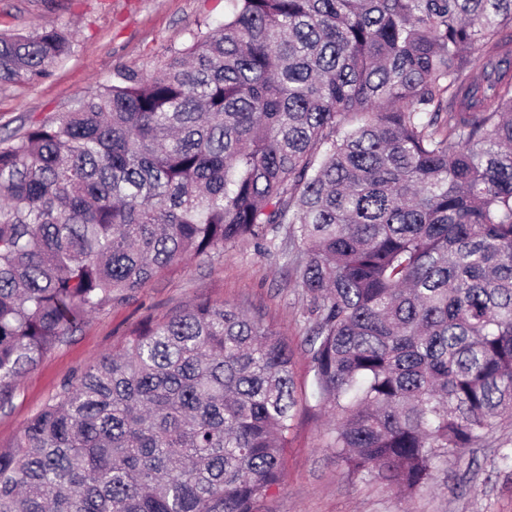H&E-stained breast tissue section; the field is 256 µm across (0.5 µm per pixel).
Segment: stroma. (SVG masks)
I'll list each match as a JSON object with an SVG mask.
<instances>
[{
	"mask_svg": "<svg viewBox=\"0 0 512 512\" xmlns=\"http://www.w3.org/2000/svg\"><path fill=\"white\" fill-rule=\"evenodd\" d=\"M227 8V0H0V31L65 26L76 38L72 54L45 77L0 85V136L70 109L115 69L152 71L170 51L188 45L197 26L223 23ZM294 251L285 240L269 253L251 241L229 244L221 254L163 271L129 301L91 313L19 379L11 403L0 409V446L12 444L68 380L111 353L139 322L163 319L206 298L262 315L294 352L298 404L285 476L258 512H512V467L500 459L501 444H512L511 424L439 464L432 481L408 499L381 480L350 475L328 450L329 418L311 395L309 301L296 283Z\"/></svg>",
	"mask_w": 512,
	"mask_h": 512,
	"instance_id": "stroma-1",
	"label": "stroma"
}]
</instances>
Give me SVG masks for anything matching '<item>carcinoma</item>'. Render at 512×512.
<instances>
[{
    "label": "carcinoma",
    "mask_w": 512,
    "mask_h": 512,
    "mask_svg": "<svg viewBox=\"0 0 512 512\" xmlns=\"http://www.w3.org/2000/svg\"><path fill=\"white\" fill-rule=\"evenodd\" d=\"M0 138V406L92 312L281 230L328 448L410 497L512 421V0H227ZM74 33L0 34V84ZM288 340L197 299L138 324L0 448V512H257Z\"/></svg>",
    "instance_id": "1"
}]
</instances>
